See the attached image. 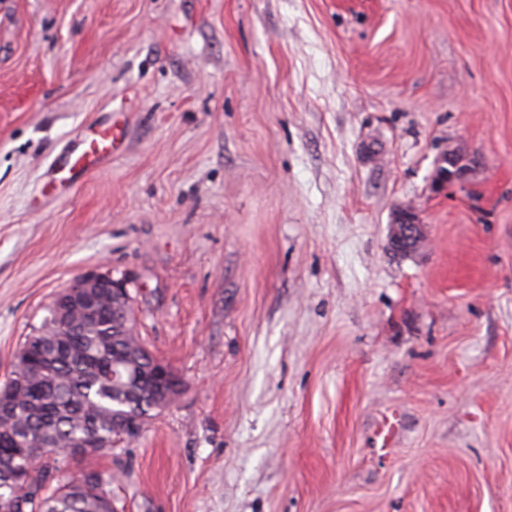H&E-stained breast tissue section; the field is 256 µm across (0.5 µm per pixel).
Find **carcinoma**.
I'll list each match as a JSON object with an SVG mask.
<instances>
[{
    "instance_id": "carcinoma-1",
    "label": "carcinoma",
    "mask_w": 512,
    "mask_h": 512,
    "mask_svg": "<svg viewBox=\"0 0 512 512\" xmlns=\"http://www.w3.org/2000/svg\"><path fill=\"white\" fill-rule=\"evenodd\" d=\"M47 312L20 345L5 383L14 398L0 405V503L12 502L15 512H115L112 475L84 469L53 486L51 471L97 452L78 454L76 444L110 439L114 422L137 417L145 424L158 409L152 393L159 381L137 382L136 368L121 363L120 355L132 352L140 366L173 370L141 349L133 321L113 325L122 308L110 289L82 334L62 333L56 313Z\"/></svg>"
}]
</instances>
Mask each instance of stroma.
<instances>
[{"label": "stroma", "mask_w": 512, "mask_h": 512, "mask_svg": "<svg viewBox=\"0 0 512 512\" xmlns=\"http://www.w3.org/2000/svg\"><path fill=\"white\" fill-rule=\"evenodd\" d=\"M90 269L184 386L117 512H512V0H0V386ZM114 140L112 124L84 129L50 162L44 188L58 196L64 195L112 157ZM392 231L387 241V249L392 252L401 247L404 238L413 235L414 225H421L417 213L413 209H399L393 217Z\"/></svg>", "instance_id": "1"}]
</instances>
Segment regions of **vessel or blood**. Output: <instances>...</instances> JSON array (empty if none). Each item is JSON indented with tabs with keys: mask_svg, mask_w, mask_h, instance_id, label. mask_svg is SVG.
<instances>
[{
	"mask_svg": "<svg viewBox=\"0 0 512 512\" xmlns=\"http://www.w3.org/2000/svg\"><path fill=\"white\" fill-rule=\"evenodd\" d=\"M114 140L111 125L101 124L84 129L50 162L46 190L61 196L66 190L74 188L111 158Z\"/></svg>",
	"mask_w": 512,
	"mask_h": 512,
	"instance_id": "b4317fda",
	"label": "vessel or blood"
}]
</instances>
